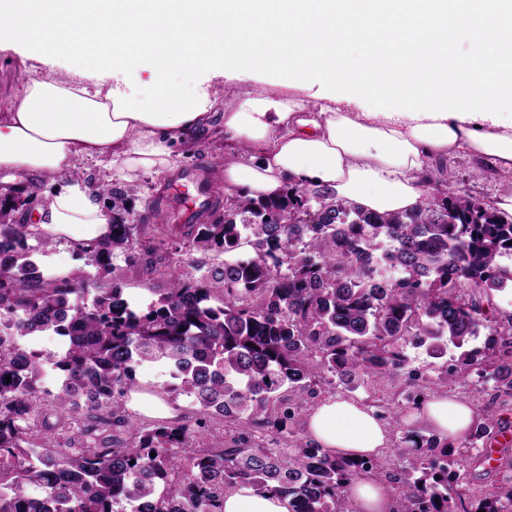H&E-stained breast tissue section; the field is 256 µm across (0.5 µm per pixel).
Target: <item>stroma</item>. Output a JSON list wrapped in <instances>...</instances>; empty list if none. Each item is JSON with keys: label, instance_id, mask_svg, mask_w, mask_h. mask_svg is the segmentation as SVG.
I'll return each instance as SVG.
<instances>
[{"label": "stroma", "instance_id": "35a3bbf8", "mask_svg": "<svg viewBox=\"0 0 512 512\" xmlns=\"http://www.w3.org/2000/svg\"><path fill=\"white\" fill-rule=\"evenodd\" d=\"M453 185L461 191L472 194L484 203H492L496 196L512 190L506 184L491 175L486 169L462 153L449 155L446 162ZM78 177L89 182L111 180L117 190H128L132 214L131 222L146 224L150 235L156 238L176 239L180 233L170 216L157 212L158 194L168 187V180H160L153 175L144 174L134 184H127L120 177L112 176L105 160H85L79 165ZM211 259L209 251L196 248L189 252L169 254L167 250L152 255H141L137 263L129 265L116 261L113 270L98 275L95 268L85 265L64 243H56L42 256V264L59 271L79 270L89 278L93 287L109 288L117 286L126 296L146 303L157 298L170 286L173 277L188 273L191 263H206ZM448 394L459 396L474 404L480 413L495 412L504 425L512 427V398L495 397L489 384L479 382L476 369L465 370L459 382L449 385ZM407 381L405 375H397L389 392H382L379 385L368 383L350 390L338 383L318 385L313 395L307 396L303 407L289 423L288 435L278 434L268 426L258 424L252 427L249 437L251 445L263 448H284L293 440H306V421L310 411L322 400L333 396H349L362 400L366 404L380 406L383 396H390L393 403L405 401ZM240 430L236 423L228 418L214 416L209 418L205 427L197 429L192 450L203 453L215 448L231 447L237 442Z\"/></svg>", "mask_w": 512, "mask_h": 512}]
</instances>
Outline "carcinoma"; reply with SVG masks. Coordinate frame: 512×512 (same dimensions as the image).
Masks as SVG:
<instances>
[{
	"mask_svg": "<svg viewBox=\"0 0 512 512\" xmlns=\"http://www.w3.org/2000/svg\"><path fill=\"white\" fill-rule=\"evenodd\" d=\"M424 183L435 186L425 207L384 215L301 189L232 201L224 223L192 224L173 242L177 252H212V262L174 278L146 305L117 287L92 294L77 273L44 276L33 255L52 241L13 219L26 201H1L0 512H222L224 491L240 484L289 497L291 512H348L347 486L384 473V462L339 458L308 441L253 447L257 417L286 433L321 379L356 389L406 371L401 340L435 359L450 345L460 350L444 377L407 371L414 405L498 346L512 347V314L495 316L462 288L512 290V267L502 265L512 258V216L440 178ZM313 200L320 220L306 224ZM151 249L142 225L120 221L112 241L80 256L102 274ZM215 283L224 285L219 305L211 303ZM45 333L59 338L58 351L20 343ZM147 363L171 370L170 397L235 419L239 446L190 456L174 481L177 450L189 447L193 430L176 421L145 430L123 411ZM48 377L57 387L50 401ZM482 379L512 398V354ZM80 398L95 418L91 443L49 454L29 423L48 405L73 419ZM114 424L127 428L129 443L104 435ZM499 426L486 416L466 444L475 448ZM393 453L405 461L387 474L400 489V512H512L511 481L470 491L455 450L434 437L406 434Z\"/></svg>",
	"mask_w": 512,
	"mask_h": 512,
	"instance_id": "cac0c4a2",
	"label": "carcinoma"
}]
</instances>
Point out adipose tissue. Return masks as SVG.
<instances>
[{
  "mask_svg": "<svg viewBox=\"0 0 512 512\" xmlns=\"http://www.w3.org/2000/svg\"><path fill=\"white\" fill-rule=\"evenodd\" d=\"M0 52L44 66L0 103V170L53 177L28 229L81 250L112 236L100 189L72 180L108 159L128 183L178 168L220 127L227 199L318 189L379 214L424 205L423 176L462 151L512 173V0H0ZM186 69L191 93L165 82ZM146 70L153 89L126 91ZM239 92L222 103L221 82ZM418 415L454 446L474 407L434 396ZM307 435L345 458L380 455L389 428L373 407L319 403ZM357 512H399L386 480L346 490ZM288 498L244 484L224 512H290Z\"/></svg>",
  "mask_w": 512,
  "mask_h": 512,
  "instance_id": "obj_1",
  "label": "adipose tissue"
}]
</instances>
